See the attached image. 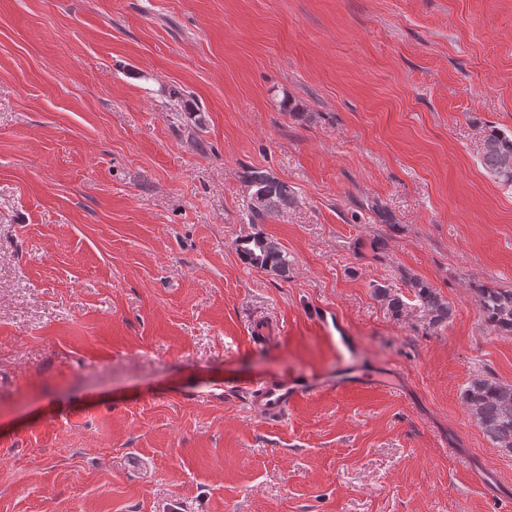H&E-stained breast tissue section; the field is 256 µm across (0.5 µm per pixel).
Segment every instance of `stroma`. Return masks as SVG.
<instances>
[{
    "mask_svg": "<svg viewBox=\"0 0 512 512\" xmlns=\"http://www.w3.org/2000/svg\"><path fill=\"white\" fill-rule=\"evenodd\" d=\"M512 0H0V512H493ZM291 204L245 218L248 168ZM261 232L287 277L246 265ZM453 308L430 325L408 284ZM401 293L394 316L377 285ZM373 376L282 417L265 380ZM480 162L495 182L512 187V133L490 129L484 136ZM482 315L494 330L512 334V290L477 288ZM461 399L484 437L495 448L512 453V384L479 373L467 382Z\"/></svg>",
    "mask_w": 512,
    "mask_h": 512,
    "instance_id": "35a3bbf8",
    "label": "stroma"
}]
</instances>
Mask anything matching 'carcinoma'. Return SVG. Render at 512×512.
Returning a JSON list of instances; mask_svg holds the SVG:
<instances>
[{
  "label": "carcinoma",
  "mask_w": 512,
  "mask_h": 512,
  "mask_svg": "<svg viewBox=\"0 0 512 512\" xmlns=\"http://www.w3.org/2000/svg\"><path fill=\"white\" fill-rule=\"evenodd\" d=\"M480 162L487 175L495 182L512 187V133L490 129L484 136ZM249 196L266 198L263 208L248 207V219L260 224L265 217L280 208L283 199L293 196L288 184L268 171L253 169L246 174ZM236 250L247 265L276 275H288V255L281 246L263 233H255L238 241ZM409 284L420 306L431 316L432 323L441 324L452 317V306L427 282L409 278ZM390 310L401 314L406 304L398 293L385 285L375 288ZM482 315L494 330L512 334V290L483 287L478 289ZM461 399L471 420L484 437L496 448L512 453V384L485 373H479L467 382Z\"/></svg>",
  "instance_id": "obj_1"
}]
</instances>
